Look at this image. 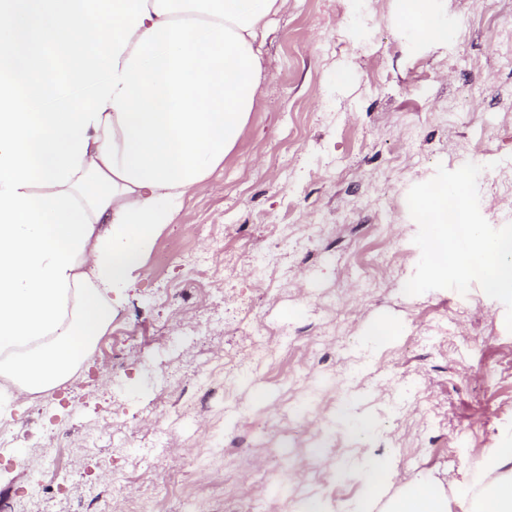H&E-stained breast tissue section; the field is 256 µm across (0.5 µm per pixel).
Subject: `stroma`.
<instances>
[{"label": "stroma", "mask_w": 512, "mask_h": 512, "mask_svg": "<svg viewBox=\"0 0 512 512\" xmlns=\"http://www.w3.org/2000/svg\"><path fill=\"white\" fill-rule=\"evenodd\" d=\"M438 5L443 45L393 0L274 17L265 110L163 226L74 378L0 420V512H190L206 495L336 512L361 500L366 453L396 469L371 512L408 475L472 507L479 465L512 447V332L479 285L404 293L407 194L471 162L483 217L512 223V20L495 0ZM386 319L397 335L375 339Z\"/></svg>", "instance_id": "35a3bbf8"}]
</instances>
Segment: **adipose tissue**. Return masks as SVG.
Returning <instances> with one entry per match:
<instances>
[{
    "label": "adipose tissue",
    "mask_w": 512,
    "mask_h": 512,
    "mask_svg": "<svg viewBox=\"0 0 512 512\" xmlns=\"http://www.w3.org/2000/svg\"><path fill=\"white\" fill-rule=\"evenodd\" d=\"M436 0L401 24L448 41ZM288 0H0V366L11 401L79 369L163 225L258 109L262 42ZM473 512H512V448ZM388 512H448L424 479Z\"/></svg>",
    "instance_id": "obj_1"
}]
</instances>
